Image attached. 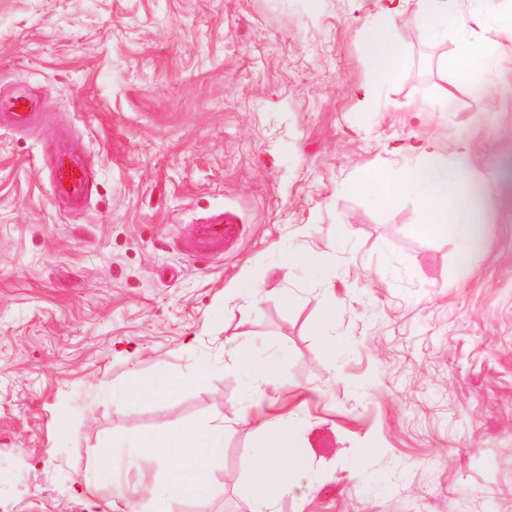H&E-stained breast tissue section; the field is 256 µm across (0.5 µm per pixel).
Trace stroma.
<instances>
[{"mask_svg":"<svg viewBox=\"0 0 512 512\" xmlns=\"http://www.w3.org/2000/svg\"><path fill=\"white\" fill-rule=\"evenodd\" d=\"M371 0H0V89L44 110L0 130V512H143L165 467L140 436L226 424L216 489L170 512H251L259 429L288 416L305 457L277 512H512V0H456L496 45L443 72L465 32L396 18V82L365 103L355 34ZM447 98H439V87ZM467 145L483 244L417 233L414 196L386 210L357 187L374 164L421 168L415 147ZM94 173L68 208L41 176L53 144ZM241 232L202 262L184 249L214 212ZM311 259L280 272L284 252ZM275 268L261 289L251 267ZM336 302L327 357L313 324ZM250 341L272 399L242 420ZM203 386L128 406L161 373ZM121 446L125 498L92 451Z\"/></svg>","mask_w":512,"mask_h":512,"instance_id":"35a3bbf8","label":"stroma"}]
</instances>
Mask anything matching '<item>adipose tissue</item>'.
Returning <instances> with one entry per match:
<instances>
[{"instance_id":"ef3b65f1","label":"adipose tissue","mask_w":512,"mask_h":512,"mask_svg":"<svg viewBox=\"0 0 512 512\" xmlns=\"http://www.w3.org/2000/svg\"><path fill=\"white\" fill-rule=\"evenodd\" d=\"M403 2L375 0V20L363 24L358 31L371 71V79L363 89L364 98H372L377 87L399 75L402 55L390 36L387 22L402 11ZM460 22L469 39L453 55L442 58L440 66L464 75L471 70L475 54L491 44L492 36L481 15L464 16ZM418 150L426 159L421 172L372 166L364 173V188L384 208L395 207L405 194L415 193L423 215L417 226L420 234L435 235L451 224L465 247H477L481 235L479 226L473 222L475 197L470 190L467 147H460L451 158L430 141L419 144ZM142 445L167 465L169 497L190 498L213 486L212 467L224 448V426L211 423L146 435ZM303 467L302 450L288 419L262 428L248 487L254 512H273L282 497L299 488Z\"/></svg>"}]
</instances>
